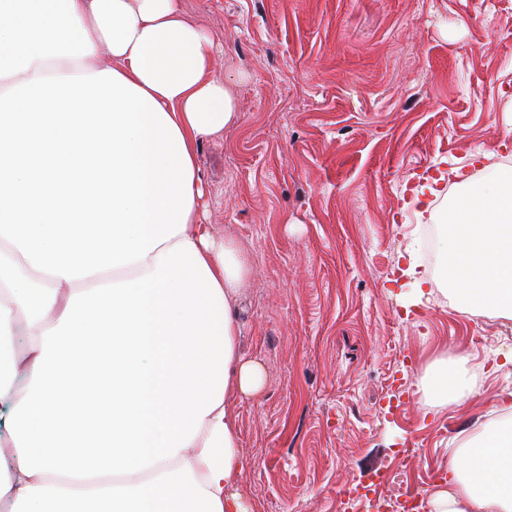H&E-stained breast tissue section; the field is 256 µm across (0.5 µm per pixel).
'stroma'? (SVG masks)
<instances>
[{"label":"stroma","mask_w":512,"mask_h":512,"mask_svg":"<svg viewBox=\"0 0 512 512\" xmlns=\"http://www.w3.org/2000/svg\"><path fill=\"white\" fill-rule=\"evenodd\" d=\"M180 4L238 104L196 162L207 223L249 259L240 346L267 377L235 405L243 493L339 512L379 466L430 495L460 432L512 404V320L458 312L430 248L454 169L474 190L512 168V0ZM462 351L481 399L433 406L432 362Z\"/></svg>","instance_id":"35a3bbf8"}]
</instances>
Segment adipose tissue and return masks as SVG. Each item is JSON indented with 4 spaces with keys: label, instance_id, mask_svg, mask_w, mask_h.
<instances>
[{
    "label": "adipose tissue",
    "instance_id": "adipose-tissue-1",
    "mask_svg": "<svg viewBox=\"0 0 512 512\" xmlns=\"http://www.w3.org/2000/svg\"><path fill=\"white\" fill-rule=\"evenodd\" d=\"M215 48L179 0H0V512H249L233 404L265 372L196 164L238 120ZM452 216L458 309L512 320V170ZM468 360L432 364L437 404L477 398ZM429 506L512 512V404Z\"/></svg>",
    "mask_w": 512,
    "mask_h": 512
}]
</instances>
